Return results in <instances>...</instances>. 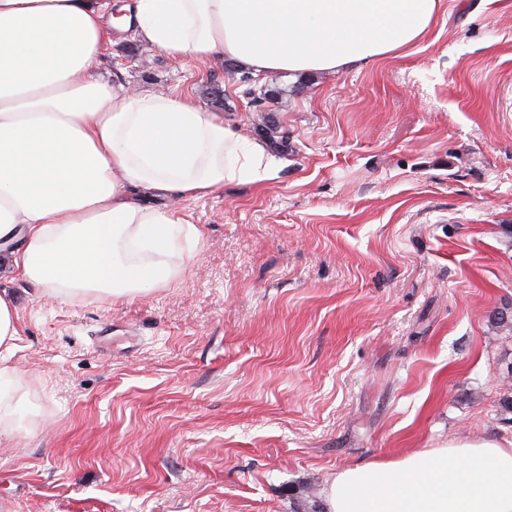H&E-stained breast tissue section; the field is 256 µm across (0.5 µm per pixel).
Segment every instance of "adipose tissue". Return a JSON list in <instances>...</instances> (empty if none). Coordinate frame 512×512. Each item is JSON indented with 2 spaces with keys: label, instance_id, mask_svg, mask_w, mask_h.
Masks as SVG:
<instances>
[{
  "label": "adipose tissue",
  "instance_id": "obj_1",
  "mask_svg": "<svg viewBox=\"0 0 512 512\" xmlns=\"http://www.w3.org/2000/svg\"><path fill=\"white\" fill-rule=\"evenodd\" d=\"M442 0H0V262L39 294L132 298L171 280L172 208L273 177L266 142L188 97L131 93L92 76L116 28L172 58L253 76L342 71L403 55ZM21 330L0 291V401ZM325 512H512V441L464 436L339 471Z\"/></svg>",
  "mask_w": 512,
  "mask_h": 512
}]
</instances>
